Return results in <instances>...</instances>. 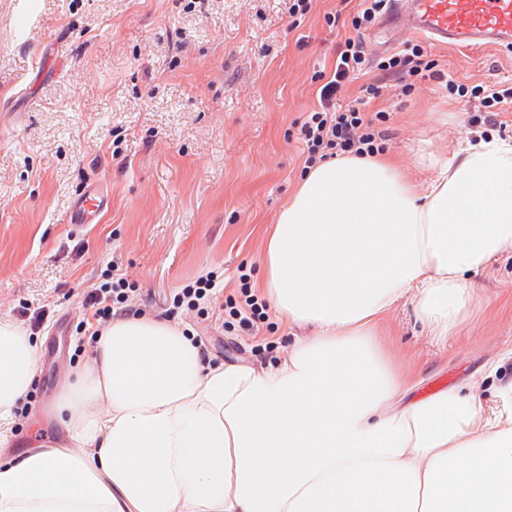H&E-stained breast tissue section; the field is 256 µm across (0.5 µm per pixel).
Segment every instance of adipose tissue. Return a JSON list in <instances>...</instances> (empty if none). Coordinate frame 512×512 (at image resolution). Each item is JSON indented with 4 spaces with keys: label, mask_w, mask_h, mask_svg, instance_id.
Here are the masks:
<instances>
[{
    "label": "adipose tissue",
    "mask_w": 512,
    "mask_h": 512,
    "mask_svg": "<svg viewBox=\"0 0 512 512\" xmlns=\"http://www.w3.org/2000/svg\"><path fill=\"white\" fill-rule=\"evenodd\" d=\"M425 182L384 156L309 168L265 235L258 290L311 328L275 365L209 362L177 324L102 327L50 415L71 445L0 460V512H512V390L421 400L378 342L406 295L430 336L512 253V142L467 144ZM0 319V436L43 365Z\"/></svg>",
    "instance_id": "1"
}]
</instances>
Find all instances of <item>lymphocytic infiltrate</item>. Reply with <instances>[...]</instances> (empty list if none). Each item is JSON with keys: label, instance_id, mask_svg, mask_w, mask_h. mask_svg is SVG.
<instances>
[{"label": "lymphocytic infiltrate", "instance_id": "obj_1", "mask_svg": "<svg viewBox=\"0 0 512 512\" xmlns=\"http://www.w3.org/2000/svg\"><path fill=\"white\" fill-rule=\"evenodd\" d=\"M388 0H360L359 9L351 19L353 37L347 38L336 54L332 74L320 90V106L309 113L298 130L304 145L306 164L313 165L334 157L353 154L372 155L382 151L386 134L375 127V120L366 115L363 106L367 99L377 97L381 85H362L360 94L351 103L335 106L334 101L348 82L357 79L362 71L377 66L386 79L406 85L408 79L426 74L439 78L433 61L420 44L406 45L401 53L379 62H371L360 34L387 8ZM136 293L133 282L124 274L112 271L105 282L82 294L83 306L93 308L101 322L127 314V303Z\"/></svg>", "mask_w": 512, "mask_h": 512}]
</instances>
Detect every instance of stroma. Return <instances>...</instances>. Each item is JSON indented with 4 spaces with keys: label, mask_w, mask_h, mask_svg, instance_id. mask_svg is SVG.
I'll list each match as a JSON object with an SVG mask.
<instances>
[{
    "label": "stroma",
    "mask_w": 512,
    "mask_h": 512,
    "mask_svg": "<svg viewBox=\"0 0 512 512\" xmlns=\"http://www.w3.org/2000/svg\"><path fill=\"white\" fill-rule=\"evenodd\" d=\"M359 0H309L293 27L292 0H0V319L20 303L46 308L36 329L45 362L37 399L0 439L15 458L46 431L42 414L68 371L91 357L98 325L79 305L118 261L161 316L199 276L215 277L206 315L173 321L203 339L215 362L276 363L292 337L276 313L257 335L223 327L239 275L258 279L262 237L304 174L297 126L318 105L316 71H331L353 36ZM338 16L329 26L327 17ZM443 79L388 84L367 105L387 130V153L421 181L431 157L450 156L487 133L512 140V102L477 109L490 89L512 87V53L431 46ZM454 92H447L446 83ZM108 205L86 232L70 229L79 194ZM473 310L448 340L429 336L404 298L382 338L424 399L500 370L512 383V256L472 276Z\"/></svg>",
    "instance_id": "35a3bbf8"
}]
</instances>
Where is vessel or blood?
<instances>
[{"label": "vessel or blood", "mask_w": 512, "mask_h": 512, "mask_svg": "<svg viewBox=\"0 0 512 512\" xmlns=\"http://www.w3.org/2000/svg\"><path fill=\"white\" fill-rule=\"evenodd\" d=\"M385 24L435 46L512 49V0H390ZM106 205L99 192L85 191L70 217L72 228L94 223Z\"/></svg>", "instance_id": "b4317fda"}]
</instances>
